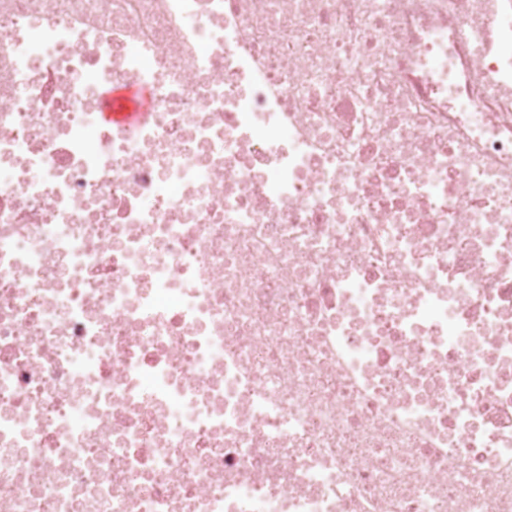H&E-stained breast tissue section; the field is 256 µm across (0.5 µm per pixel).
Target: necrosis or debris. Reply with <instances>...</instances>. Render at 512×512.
<instances>
[{"label":"necrosis or debris","mask_w":512,"mask_h":512,"mask_svg":"<svg viewBox=\"0 0 512 512\" xmlns=\"http://www.w3.org/2000/svg\"><path fill=\"white\" fill-rule=\"evenodd\" d=\"M0 512H512V0H0ZM108 108L103 113L107 122L132 125L147 114V95L143 89L113 87L107 92Z\"/></svg>","instance_id":"obj_1"}]
</instances>
